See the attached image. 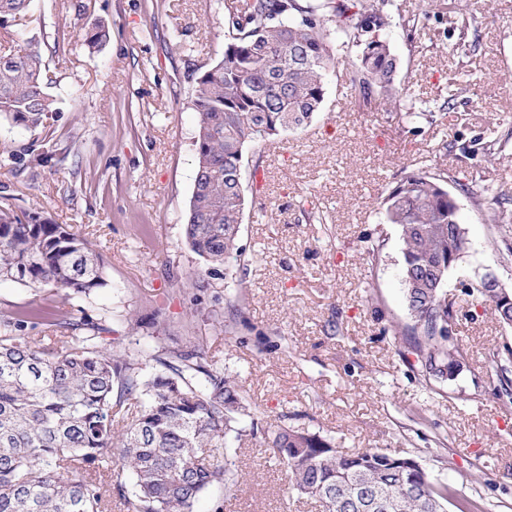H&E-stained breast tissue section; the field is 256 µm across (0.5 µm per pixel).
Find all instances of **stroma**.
<instances>
[{"mask_svg": "<svg viewBox=\"0 0 512 512\" xmlns=\"http://www.w3.org/2000/svg\"><path fill=\"white\" fill-rule=\"evenodd\" d=\"M386 9L408 98L364 103L344 66L357 48L334 34L342 64L322 111L243 155V255L224 268L185 236L189 105L224 48V0H33L19 25L0 29L2 52L36 37L60 100L54 137L70 150L61 166L0 163V200L90 234L108 280L66 304L6 281L0 311L37 304L49 317L63 306L106 319L114 348L146 377L155 355L197 345L219 362L249 406L243 437L226 441L238 488L228 496L214 484L194 512H322L288 491L270 448L280 425L320 431L344 453L414 457L483 512H512V400L492 368L512 329L464 293L488 272L512 288V223L474 202L485 191L512 198V0ZM452 11L473 18L467 36L449 31ZM97 21L110 38L92 51L82 33ZM422 162L473 189L456 195L469 248L447 291L466 364L451 380L428 376L401 331L400 241L381 208Z\"/></svg>", "mask_w": 512, "mask_h": 512, "instance_id": "35a3bbf8", "label": "stroma"}]
</instances>
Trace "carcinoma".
I'll return each instance as SVG.
<instances>
[{
  "label": "carcinoma",
  "mask_w": 512,
  "mask_h": 512,
  "mask_svg": "<svg viewBox=\"0 0 512 512\" xmlns=\"http://www.w3.org/2000/svg\"><path fill=\"white\" fill-rule=\"evenodd\" d=\"M32 0H0V28L25 17ZM222 59L195 80L196 172L186 236L205 260H238L245 210L243 154L273 136L307 125L321 111L338 64L331 31L358 47L349 63L364 101L399 103L408 88L384 32L390 15L376 0H228ZM110 32L97 23L83 35L96 49ZM36 38L0 53V117L46 132L40 148L12 153L17 167L55 157L47 131L59 111ZM386 223L398 226L409 323L405 332L426 373L453 379L465 352L454 338L448 268L467 249L458 210L443 177L406 174L384 199ZM55 293L66 304L106 285L104 264L88 237L68 232L41 212L0 206V281ZM507 295L465 294L512 327ZM41 308L0 317V512H107L117 490L123 512H193L213 484L235 491L230 469L206 460L239 433L246 406L240 387L204 352L155 356L147 379L126 352L112 350L107 322L88 315L38 328ZM33 332H24L25 324ZM505 390L512 387V348L494 357ZM135 410L116 420L114 408ZM271 448L288 486L325 512H448L456 488L436 481L411 457L369 448L343 454L318 432L281 426ZM132 493H125L126 483Z\"/></svg>",
  "instance_id": "carcinoma-1"
}]
</instances>
